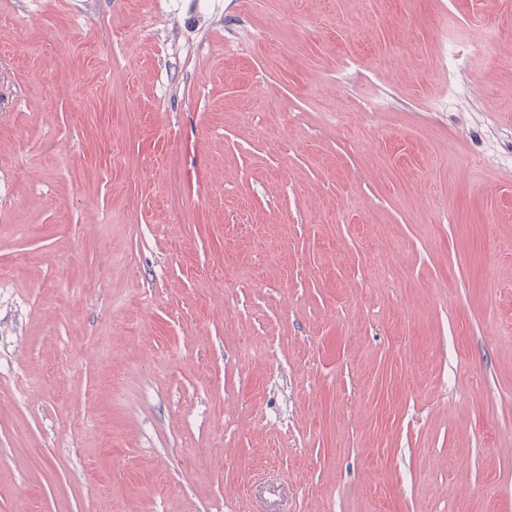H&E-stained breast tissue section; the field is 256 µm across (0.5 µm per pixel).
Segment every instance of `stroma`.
<instances>
[{"instance_id":"stroma-1","label":"stroma","mask_w":512,"mask_h":512,"mask_svg":"<svg viewBox=\"0 0 512 512\" xmlns=\"http://www.w3.org/2000/svg\"><path fill=\"white\" fill-rule=\"evenodd\" d=\"M0 512H512V0H0Z\"/></svg>"}]
</instances>
